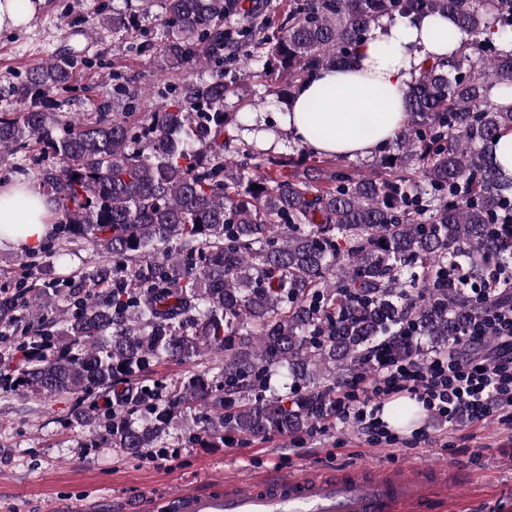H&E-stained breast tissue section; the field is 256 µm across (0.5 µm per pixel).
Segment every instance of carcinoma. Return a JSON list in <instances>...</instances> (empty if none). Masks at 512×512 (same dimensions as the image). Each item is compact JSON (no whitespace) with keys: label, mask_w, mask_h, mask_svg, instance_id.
<instances>
[{"label":"carcinoma","mask_w":512,"mask_h":512,"mask_svg":"<svg viewBox=\"0 0 512 512\" xmlns=\"http://www.w3.org/2000/svg\"><path fill=\"white\" fill-rule=\"evenodd\" d=\"M166 70L211 71L160 94L139 123L104 105L62 120L38 100L74 78L62 54L31 69L0 110V150L30 141L56 203L49 239L83 250L67 280L34 260L0 291V396L74 400L87 448L140 457L300 436L336 415V390L378 361H424L494 306L512 304V182L490 147L512 132V0H160ZM450 17L461 52L422 65L407 121L375 175L247 149L237 164L224 102L274 75L288 94L347 62L383 17ZM259 70L237 77L236 64ZM506 270L494 291V268ZM63 301L52 320L41 312ZM169 362L191 365L155 380Z\"/></svg>","instance_id":"carcinoma-1"}]
</instances>
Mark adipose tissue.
I'll return each instance as SVG.
<instances>
[{
  "instance_id": "obj_1",
  "label": "adipose tissue",
  "mask_w": 512,
  "mask_h": 512,
  "mask_svg": "<svg viewBox=\"0 0 512 512\" xmlns=\"http://www.w3.org/2000/svg\"><path fill=\"white\" fill-rule=\"evenodd\" d=\"M465 35L447 17L380 19L355 58L316 71L274 116L277 132H251L265 149L286 133L323 156L369 157L404 122L405 91L425 60L462 48ZM52 202L39 187H0V243L38 249L50 230Z\"/></svg>"
}]
</instances>
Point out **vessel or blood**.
<instances>
[{"label":"vessel or blood","instance_id":"1","mask_svg":"<svg viewBox=\"0 0 512 512\" xmlns=\"http://www.w3.org/2000/svg\"><path fill=\"white\" fill-rule=\"evenodd\" d=\"M426 485L414 474L393 482L332 476L273 475L239 487L220 481L164 500L116 501L113 512H394L417 502Z\"/></svg>","mask_w":512,"mask_h":512}]
</instances>
